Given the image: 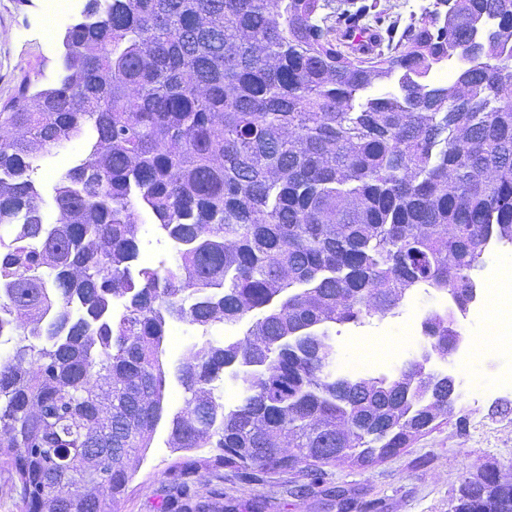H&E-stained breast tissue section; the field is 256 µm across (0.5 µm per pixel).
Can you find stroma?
I'll use <instances>...</instances> for the list:
<instances>
[{
	"label": "stroma",
	"mask_w": 512,
	"mask_h": 512,
	"mask_svg": "<svg viewBox=\"0 0 512 512\" xmlns=\"http://www.w3.org/2000/svg\"><path fill=\"white\" fill-rule=\"evenodd\" d=\"M38 0H0V104L11 99L22 77L40 87L56 82L62 37L45 43ZM48 166L33 178L44 210L54 209V188L62 174L88 155L75 138L50 151ZM459 399L451 416L410 447L367 465L328 466L318 486H311L310 464L287 472L259 471L215 464L217 449L201 448L191 460L168 448L169 422L161 420L150 448L136 453L135 474L116 506L117 512H448V500L460 483L485 462L512 468V414L495 415L496 399H512V387L496 382L512 367V354L478 353L468 364L451 356Z\"/></svg>",
	"instance_id": "35a3bbf8"
}]
</instances>
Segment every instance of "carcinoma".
<instances>
[{"instance_id": "obj_1", "label": "carcinoma", "mask_w": 512, "mask_h": 512, "mask_svg": "<svg viewBox=\"0 0 512 512\" xmlns=\"http://www.w3.org/2000/svg\"><path fill=\"white\" fill-rule=\"evenodd\" d=\"M332 0H87L65 30L58 82L0 106V466L23 512H112L127 459L164 412L169 320L243 337L194 345L169 447L226 465H366L454 411L451 382L415 363L393 378L338 376L331 326L395 310L425 284L464 311L489 242L512 245V0H452L384 24ZM486 11L497 37L471 52ZM388 34L358 67L346 24ZM467 72L434 83L443 45ZM402 83L390 97L371 88ZM468 107L448 111V102ZM89 160L59 180L46 224L31 154L74 137ZM496 176L488 180L485 171ZM182 245L139 266L140 208ZM121 298L126 311L112 315ZM447 357L459 320L429 315ZM236 369L237 405L215 394ZM448 512H512L488 464Z\"/></svg>"}]
</instances>
